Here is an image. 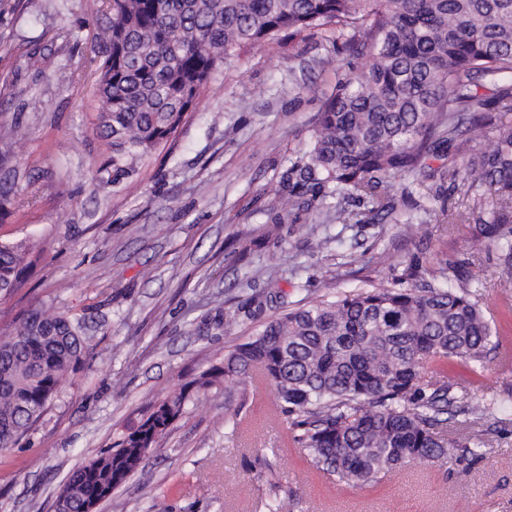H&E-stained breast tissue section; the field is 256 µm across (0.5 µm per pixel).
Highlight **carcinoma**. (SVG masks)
Segmentation results:
<instances>
[{
  "instance_id": "1",
  "label": "carcinoma",
  "mask_w": 512,
  "mask_h": 512,
  "mask_svg": "<svg viewBox=\"0 0 512 512\" xmlns=\"http://www.w3.org/2000/svg\"><path fill=\"white\" fill-rule=\"evenodd\" d=\"M98 40L101 134L112 156L99 173L112 184L172 136L212 74L236 49L284 31L336 27V41L360 61L336 77L316 115L308 162L290 172L285 196L322 215L295 188L321 175L336 197L326 218L361 224L346 200L371 204L370 220L393 219L398 180L425 174L429 157H448L440 180L467 203L444 223H474L512 270V0H112ZM482 80L495 100L477 91ZM24 241L0 242V293L27 267ZM459 284L362 286L288 309L187 383L197 389L246 384L258 371L275 396L289 439L336 481L362 487L415 462L470 465L485 435L512 403L505 385L456 405L451 386L424 383L460 359L476 372L502 357L492 321L463 274ZM84 324L31 310L0 345V452L18 446L63 381L85 365ZM188 393L157 402L110 448L74 470L53 512H80L105 487L136 473L157 437L178 419Z\"/></svg>"
}]
</instances>
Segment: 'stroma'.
I'll return each mask as SVG.
<instances>
[{"label":"stroma","instance_id":"1","mask_svg":"<svg viewBox=\"0 0 512 512\" xmlns=\"http://www.w3.org/2000/svg\"><path fill=\"white\" fill-rule=\"evenodd\" d=\"M103 14L102 0H0V193L9 195L0 242L32 246L17 288L0 295V338L38 308L83 319L93 348L20 446L0 453V512H50L71 470L301 301L371 282L407 286L413 271L443 285L457 261L512 346V274L470 225L442 223L458 198L438 180H400L394 224L320 223L313 211L282 209L314 115L349 71L335 29L238 50L176 133L115 186L98 174L112 153L97 120ZM325 56L332 68L320 67ZM312 223L329 240L323 251L300 230ZM219 306L236 321L186 335ZM446 377L462 397L512 383V366L477 374L454 360ZM273 403L264 384L193 392L159 451L95 512H268L276 486L295 491L293 512H457L463 501L468 512H512V404L469 468L417 464L355 488L287 443Z\"/></svg>","mask_w":512,"mask_h":512}]
</instances>
